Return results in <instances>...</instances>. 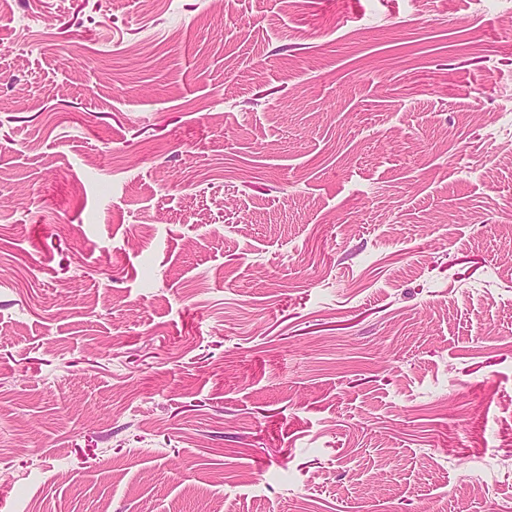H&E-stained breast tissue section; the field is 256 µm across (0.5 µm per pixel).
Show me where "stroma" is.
Returning a JSON list of instances; mask_svg holds the SVG:
<instances>
[{"instance_id": "1", "label": "stroma", "mask_w": 512, "mask_h": 512, "mask_svg": "<svg viewBox=\"0 0 512 512\" xmlns=\"http://www.w3.org/2000/svg\"><path fill=\"white\" fill-rule=\"evenodd\" d=\"M512 0H0V512H512Z\"/></svg>"}]
</instances>
